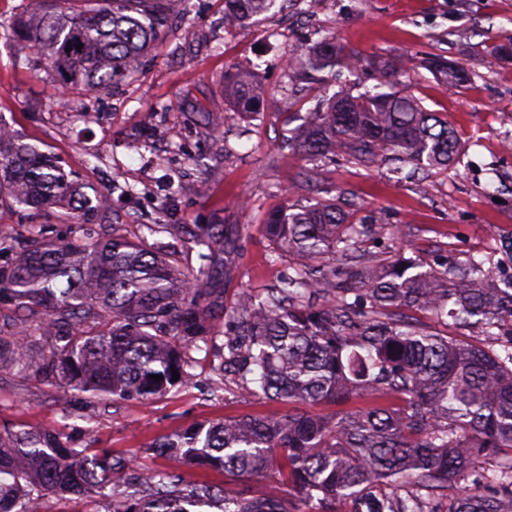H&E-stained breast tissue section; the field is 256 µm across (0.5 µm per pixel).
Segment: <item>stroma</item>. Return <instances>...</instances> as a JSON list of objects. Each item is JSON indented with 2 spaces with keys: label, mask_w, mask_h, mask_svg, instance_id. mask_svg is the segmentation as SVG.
Here are the masks:
<instances>
[{
  "label": "stroma",
  "mask_w": 512,
  "mask_h": 512,
  "mask_svg": "<svg viewBox=\"0 0 512 512\" xmlns=\"http://www.w3.org/2000/svg\"><path fill=\"white\" fill-rule=\"evenodd\" d=\"M39 0H0V118L23 142L52 153L94 192L111 193L112 208L98 213L93 233L122 225L137 240L147 224H175L162 235L185 270H200L201 247L189 243L199 224L224 227L232 277L202 276L204 288L223 289L225 312L243 291H262L284 265L271 255L264 224L284 206L338 199L359 221L392 225L397 236L374 247L378 258L403 247L424 258L448 254L484 259L503 268L496 237L512 234V55L490 53L512 46V0H289L295 25L281 28L278 9L251 24L224 26L222 0H184L140 73L113 88L99 123L85 125L75 103L64 102L50 70L28 65V50L12 37L14 19L40 9ZM336 37L360 58L338 83L313 85L289 77L285 54L299 55L323 37ZM440 55L470 71L457 86L430 69ZM404 57L409 69L383 73L379 64ZM251 74L262 88L258 114H240L224 96L227 72ZM391 83L447 118L463 147L453 169L422 171L400 179L388 162L368 168L332 165L321 181L306 177L311 164L281 141L296 112L337 91L360 93ZM71 216L0 210V234L26 241L36 233L66 235ZM224 314L215 319L223 327ZM194 378L148 401H96L15 373L0 374V431L40 428L81 448H105L135 459L138 474L167 468L149 446L194 424L243 414L285 413L288 402L269 403L221 381L215 369L222 349L194 352Z\"/></svg>",
  "instance_id": "1"
}]
</instances>
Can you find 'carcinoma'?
I'll return each instance as SVG.
<instances>
[{
  "instance_id": "obj_1",
  "label": "carcinoma",
  "mask_w": 512,
  "mask_h": 512,
  "mask_svg": "<svg viewBox=\"0 0 512 512\" xmlns=\"http://www.w3.org/2000/svg\"><path fill=\"white\" fill-rule=\"evenodd\" d=\"M167 0H43L21 15L13 37L46 61L66 96L82 100L134 77L142 54L166 24ZM275 0H224V17L243 25ZM82 48H77V45ZM71 51H66V48ZM312 83L355 55L324 37L303 52ZM432 67L459 86L462 67ZM226 95L244 115L262 93L244 73L227 77ZM289 145L315 167L376 163L388 153L447 171L460 140L448 120L396 91L340 90L302 123ZM38 216L63 208L89 224L91 199L58 159L19 140L0 123V206ZM265 231L285 270L264 296L239 295L224 331V369L266 401L370 407L329 416L302 411L192 425L152 443L179 466L238 478L277 475L257 498L225 484H185L170 470L104 494L135 461L74 448L43 429L0 432V512H41L40 493L105 495V512H512V273H486L484 260L367 256L363 242L390 231L356 224L336 200L276 210ZM214 273H224V230L197 227ZM11 330L0 331V373L16 371L97 400H144L193 377L190 352L214 344L221 291L199 287L173 256L119 230L106 238L73 234L34 239L24 248L0 235V303ZM478 327L483 345L427 330L408 310ZM161 375L160 381L152 376ZM498 459L489 471L481 457ZM298 490L306 510L287 506L278 485Z\"/></svg>"
}]
</instances>
